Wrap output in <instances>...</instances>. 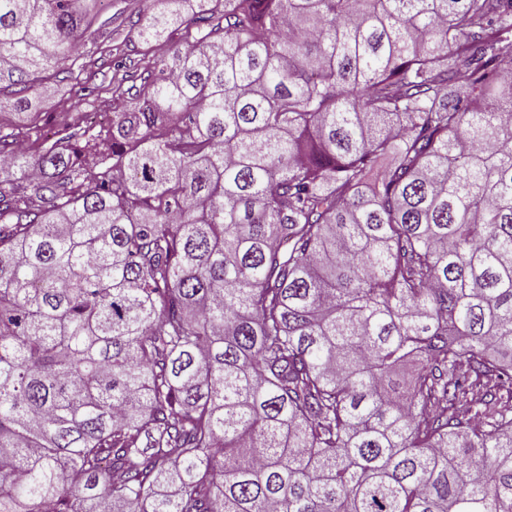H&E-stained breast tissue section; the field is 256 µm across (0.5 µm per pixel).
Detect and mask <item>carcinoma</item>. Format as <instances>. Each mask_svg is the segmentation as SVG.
<instances>
[{
	"mask_svg": "<svg viewBox=\"0 0 512 512\" xmlns=\"http://www.w3.org/2000/svg\"><path fill=\"white\" fill-rule=\"evenodd\" d=\"M98 2L0 0V97ZM180 2L0 134V512H512V0ZM169 3L100 2L95 25L79 40V56L71 72H50L41 98L25 110L2 105L0 134L21 131L27 153L37 157L53 142L72 136V142L77 138L82 141L96 134L99 128L92 130L85 121L88 112H107L115 117L119 110L134 106L141 82L125 79V75L143 74L149 60L156 56L155 50L140 38V28Z\"/></svg>",
	"mask_w": 512,
	"mask_h": 512,
	"instance_id": "1",
	"label": "carcinoma"
}]
</instances>
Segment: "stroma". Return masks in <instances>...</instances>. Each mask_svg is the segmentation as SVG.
<instances>
[{
	"mask_svg": "<svg viewBox=\"0 0 512 512\" xmlns=\"http://www.w3.org/2000/svg\"><path fill=\"white\" fill-rule=\"evenodd\" d=\"M168 4L169 0H102L94 26L80 39L72 70L51 74L29 111L1 107L0 134L22 131L26 151L35 157L53 142L90 137L87 113L114 116L134 106L138 85L130 76L144 73L155 56L139 31Z\"/></svg>",
	"mask_w": 512,
	"mask_h": 512,
	"instance_id": "stroma-1",
	"label": "stroma"
}]
</instances>
